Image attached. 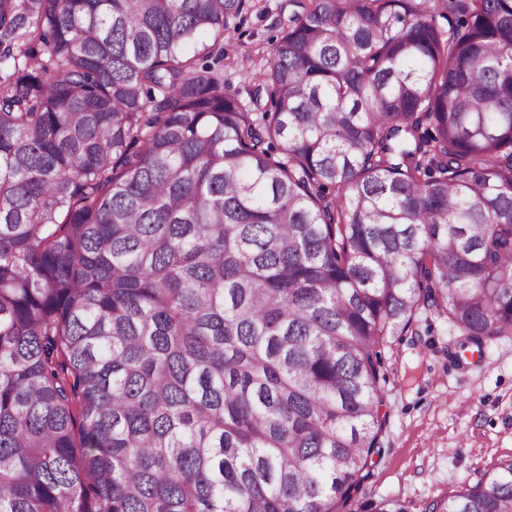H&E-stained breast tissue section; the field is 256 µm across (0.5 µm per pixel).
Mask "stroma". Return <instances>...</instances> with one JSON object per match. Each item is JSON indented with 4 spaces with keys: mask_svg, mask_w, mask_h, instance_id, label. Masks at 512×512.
<instances>
[{
    "mask_svg": "<svg viewBox=\"0 0 512 512\" xmlns=\"http://www.w3.org/2000/svg\"><path fill=\"white\" fill-rule=\"evenodd\" d=\"M288 0H251L224 34V75L250 89L288 19ZM416 337L389 336L380 347L388 376L382 452L373 456L353 507L387 500L428 512L464 481L512 457V336L483 353L456 354L444 317L421 312Z\"/></svg>",
    "mask_w": 512,
    "mask_h": 512,
    "instance_id": "1",
    "label": "stroma"
}]
</instances>
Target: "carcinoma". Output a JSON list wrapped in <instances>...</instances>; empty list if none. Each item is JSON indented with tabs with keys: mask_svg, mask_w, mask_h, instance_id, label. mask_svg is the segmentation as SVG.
<instances>
[{
	"mask_svg": "<svg viewBox=\"0 0 512 512\" xmlns=\"http://www.w3.org/2000/svg\"><path fill=\"white\" fill-rule=\"evenodd\" d=\"M246 2L0 0V512H339L384 337L512 335V0H293L243 99Z\"/></svg>",
	"mask_w": 512,
	"mask_h": 512,
	"instance_id": "1",
	"label": "carcinoma"
}]
</instances>
